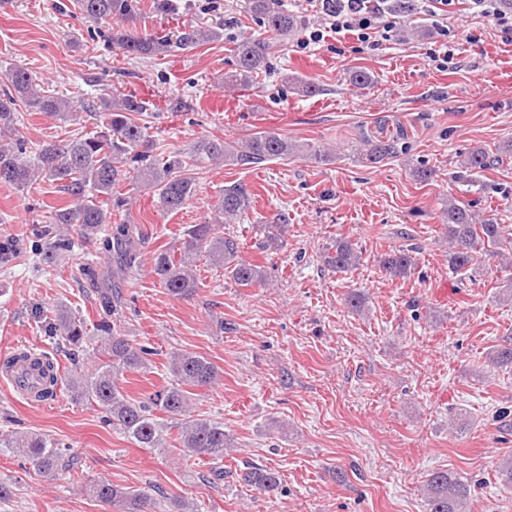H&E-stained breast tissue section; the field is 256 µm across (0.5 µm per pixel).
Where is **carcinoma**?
Returning a JSON list of instances; mask_svg holds the SVG:
<instances>
[{
  "label": "carcinoma",
  "mask_w": 512,
  "mask_h": 512,
  "mask_svg": "<svg viewBox=\"0 0 512 512\" xmlns=\"http://www.w3.org/2000/svg\"><path fill=\"white\" fill-rule=\"evenodd\" d=\"M136 0H73L74 9L99 24L95 36L110 48H118L136 58L160 60L177 51H186L202 43L222 39V27H196L190 23L159 33L139 34L125 25L136 18ZM244 7L258 21L264 36L240 42L235 48V70L224 74L230 88L248 87L259 74L269 69V36H286L299 31L297 17L281 4V0H244ZM7 88L0 91V185L24 190L38 180L53 183L66 198V203L50 211L47 226L36 228L35 235L45 239L42 261L52 264L58 257L78 247L90 256L114 245L119 265L131 267L141 262L134 245L137 225L112 223V211L129 205V199L116 191L126 181L132 186L154 190L160 207L178 211L197 192L192 176L194 164L208 160L226 165H253L276 159L299 157L314 164L328 162L330 151L309 143H299L279 133L263 131L240 141L211 139L199 142L193 154L173 151L162 155L149 152L147 127L137 122L136 115L152 110L153 102L133 94L102 98L98 109L107 113V122L89 134L64 143H43L28 154L25 141L16 136L19 104L32 112L64 115L72 111L67 98L39 88L27 69L16 67L6 75ZM291 89L301 97L318 92L313 83L286 77ZM390 141L369 143L362 149V159L377 164L397 156ZM502 158L482 148H474L460 161L453 175L459 183L473 186L485 170L498 165ZM253 197L246 185L235 183L224 187V193L213 206L214 217L202 224L187 227L179 243L156 251L151 272L168 295L180 299L191 296L197 288L193 270L204 256L225 270L235 284L252 287L266 283L259 266L243 258L236 238L219 234V229L252 208ZM448 224L444 225L448 240V264L458 274L467 275L485 258L499 259L512 267V256L501 252L504 228L493 218L476 219L471 205L448 201ZM288 216L276 214L264 224V249L283 246ZM417 248L401 246L380 258L390 276L404 278L416 267L413 253ZM362 251L355 243L340 237L324 254V262L339 273H347L360 265ZM102 315L94 329L86 321L59 305L53 310L44 333L50 343L62 347L72 369L65 378L73 401L87 404L100 414L101 423L120 433L140 448H167L176 441L185 461L209 457L208 479L214 484L224 481V449L233 447V439L224 431V423L194 414L191 388H207L218 381L219 372L207 357L188 351H172L167 370L170 382L163 389L141 399L123 392L125 373L147 367L153 349L134 344L117 323L118 296L109 288L98 291ZM96 336V348L87 350L86 343ZM491 364L512 365V338L497 345L489 353ZM43 379L41 397L53 395L57 385V368L53 361L38 366ZM1 448L20 454L28 468L50 474L64 469L82 481L85 493L108 507L110 512H197L183 501H175L161 510L147 491L120 486L104 479H84L73 461L65 459L60 442L42 434L26 433L0 438ZM244 484L269 491L277 486L278 476L269 468L247 466L240 474ZM427 512H465L469 486L462 477L447 470L427 475L423 487Z\"/></svg>",
  "instance_id": "1"
}]
</instances>
